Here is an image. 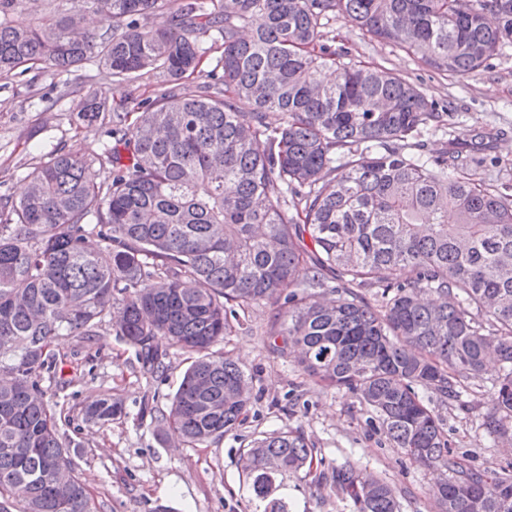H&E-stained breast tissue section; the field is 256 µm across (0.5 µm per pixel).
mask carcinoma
I'll return each mask as SVG.
<instances>
[{"label":"carcinoma","instance_id":"cac0c4a2","mask_svg":"<svg viewBox=\"0 0 512 512\" xmlns=\"http://www.w3.org/2000/svg\"><path fill=\"white\" fill-rule=\"evenodd\" d=\"M28 2L0 0V78L25 65L60 76L98 58L116 82L155 70L178 84L213 32L222 75L134 113L105 112L88 92L82 119L110 125L106 175L54 154L19 201L0 198V512L15 501L20 512H98L80 480L52 481L71 466L40 385L56 367L55 337L95 335L119 302L113 329L144 368L164 370L158 336L194 355L159 431L206 446L250 404L245 371L213 348L238 311L282 298L274 349L357 399L410 461L450 473L432 492L435 512H512V464L464 463L419 392L457 401L496 358L497 406L482 426L512 444V187L477 176L504 132L486 127L470 143L450 134L426 155L448 106L336 51L323 32L339 17L467 76L512 44V0H59L61 12L12 26ZM87 13L110 26L83 27ZM149 16L161 22L140 23ZM423 292L438 303L423 304ZM122 412L109 394L85 408L101 424ZM241 461L254 512H294L288 476L315 455L288 429ZM325 481L354 512H402L394 487L354 465Z\"/></svg>","mask_w":512,"mask_h":512}]
</instances>
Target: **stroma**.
Masks as SVG:
<instances>
[{"instance_id": "1", "label": "stroma", "mask_w": 512, "mask_h": 512, "mask_svg": "<svg viewBox=\"0 0 512 512\" xmlns=\"http://www.w3.org/2000/svg\"><path fill=\"white\" fill-rule=\"evenodd\" d=\"M324 34L353 58L387 68L448 102L460 139H471L488 125L502 128L506 136L495 151L499 162L487 165L484 174L496 176L501 165L512 168V46L494 56L484 71L459 77L436 71L341 19ZM66 78L71 90L64 96L35 69L0 79V194L19 199L30 168L55 153L76 154L93 160L95 169L107 170V162L97 159L105 140L103 125L79 118L88 90L98 91L111 110L155 99L163 88L153 71L129 83L114 82L95 59ZM241 320L216 350L237 357L251 379L248 416L206 447L177 446L157 431V420L167 412L189 365L185 354L160 341L165 369L153 373L111 328H102L89 342L57 337L52 350L60 364L55 377L41 385L61 414V434L75 444L72 469L99 512H156L161 505L172 512H251L242 452L253 439L290 428L304 433L320 460L310 474L288 481L295 512H352L351 503L338 498L321 478L322 472L348 464L401 490L403 512H434L431 490L441 471L410 462L383 431L367 428V413L356 399L273 352L270 337L283 320L280 304L254 305ZM499 374V365H487L479 377L468 380L457 402L444 404L431 392L422 394L442 419L453 449L482 469L497 470L512 462V449L493 444L481 427L496 405ZM105 393L122 402L123 415L106 426L86 423L85 405Z\"/></svg>"}]
</instances>
